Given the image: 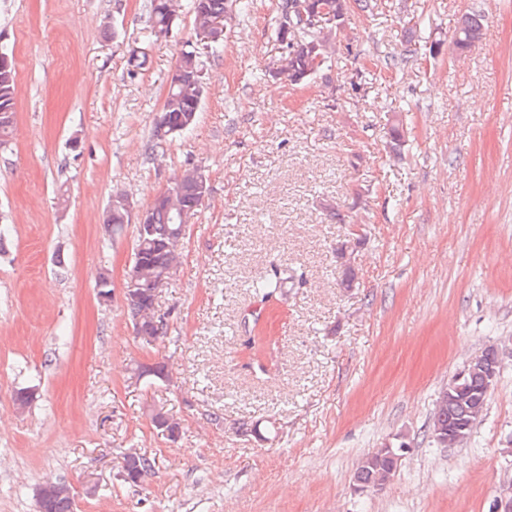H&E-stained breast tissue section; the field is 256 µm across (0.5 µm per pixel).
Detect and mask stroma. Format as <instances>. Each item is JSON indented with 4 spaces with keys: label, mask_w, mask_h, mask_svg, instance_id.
<instances>
[{
    "label": "stroma",
    "mask_w": 512,
    "mask_h": 512,
    "mask_svg": "<svg viewBox=\"0 0 512 512\" xmlns=\"http://www.w3.org/2000/svg\"><path fill=\"white\" fill-rule=\"evenodd\" d=\"M242 2L216 57L187 12L156 35L147 0H0L21 90L0 147V512H37L49 479L75 512H490L512 480V0L351 7L332 68L298 85L275 74L280 0ZM467 12L484 37L460 52ZM188 42L200 111L159 142ZM191 167L208 193L143 345L121 296L136 225L113 235L106 209L121 193L140 212ZM272 265L294 279L252 354L248 284ZM490 345L503 367L482 420L438 446L441 388ZM155 362L169 380L131 383ZM156 402L179 438L153 426ZM402 437L385 490L356 489L357 462ZM131 448L156 459L137 486L120 477Z\"/></svg>",
    "instance_id": "stroma-1"
}]
</instances>
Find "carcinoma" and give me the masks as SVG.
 Segmentation results:
<instances>
[{
  "mask_svg": "<svg viewBox=\"0 0 512 512\" xmlns=\"http://www.w3.org/2000/svg\"><path fill=\"white\" fill-rule=\"evenodd\" d=\"M237 0H189L188 9L195 28H203L217 18L227 19L235 10ZM291 0H282L279 4L280 16L275 30L277 40L285 48L280 60L279 74L292 84H300L309 78L310 58L308 45L320 38L321 31L306 29L298 31V36L288 33V26L299 25L301 20L289 12ZM175 6V0H150L148 4V21L153 30L159 34H168L177 21L171 19L169 8ZM484 24L481 16L466 13L459 20L455 29L453 42L459 50H469L483 39ZM16 71L10 67L9 76L0 78V146L7 144V137L14 126L16 112ZM202 96L197 89L187 85V82H170L169 90L159 119V127L172 126L180 117L199 112ZM181 209L197 213L202 199L196 194L191 182H184L180 197L177 198ZM107 223L112 225V235L118 236L123 232L124 224L128 223L126 212L117 207L109 210ZM181 221L179 212L164 207L157 208L152 214L151 231L142 238H136L135 251L139 252L144 261V268L132 265L131 274L140 277L139 283L145 298H150L153 290L152 276L169 264L172 259L170 245L176 238ZM291 277L288 272L277 267L271 268L265 274L254 279L250 288L253 295L263 304H274L279 301L288 288ZM132 326L137 328L141 342L150 345L161 335L159 327L147 320L142 308L127 309ZM461 390L448 395V403L438 410H433L428 428L436 424L464 433L471 434L479 419L477 412L487 410L492 390L488 389L483 375L470 372L459 381ZM155 467V459L142 453L130 457L123 456L120 468L127 469L130 477L129 484L138 485L150 475ZM395 475L391 469V459L388 448L381 447L365 456L354 471L355 486L362 491L377 492ZM65 492L55 496L49 503L47 512H75V495L66 493L69 486H64Z\"/></svg>",
  "mask_w": 512,
  "mask_h": 512,
  "instance_id": "1",
  "label": "carcinoma"
}]
</instances>
